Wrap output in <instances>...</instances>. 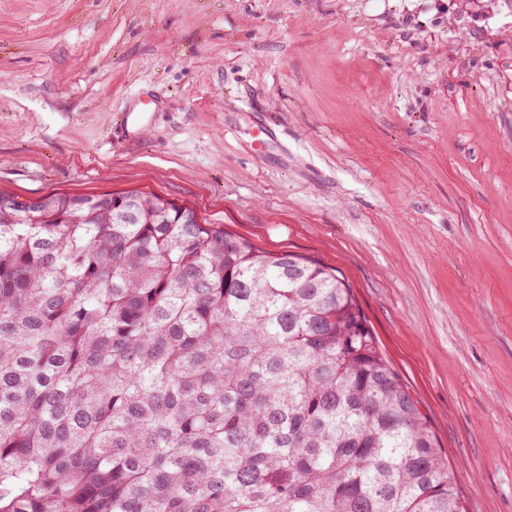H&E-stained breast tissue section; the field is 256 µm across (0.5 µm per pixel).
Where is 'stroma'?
Returning <instances> with one entry per match:
<instances>
[{
    "instance_id": "stroma-1",
    "label": "stroma",
    "mask_w": 512,
    "mask_h": 512,
    "mask_svg": "<svg viewBox=\"0 0 512 512\" xmlns=\"http://www.w3.org/2000/svg\"><path fill=\"white\" fill-rule=\"evenodd\" d=\"M508 56L512 0H0V190L152 192L337 269L467 512H512ZM148 113L144 110L135 112L134 109H131L120 114L117 123L125 140L135 141L143 134L145 130L144 120L150 122L153 117V114Z\"/></svg>"
}]
</instances>
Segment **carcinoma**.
<instances>
[{
	"label": "carcinoma",
	"instance_id": "obj_1",
	"mask_svg": "<svg viewBox=\"0 0 512 512\" xmlns=\"http://www.w3.org/2000/svg\"><path fill=\"white\" fill-rule=\"evenodd\" d=\"M57 201L0 191V512H466L335 269Z\"/></svg>",
	"mask_w": 512,
	"mask_h": 512
}]
</instances>
